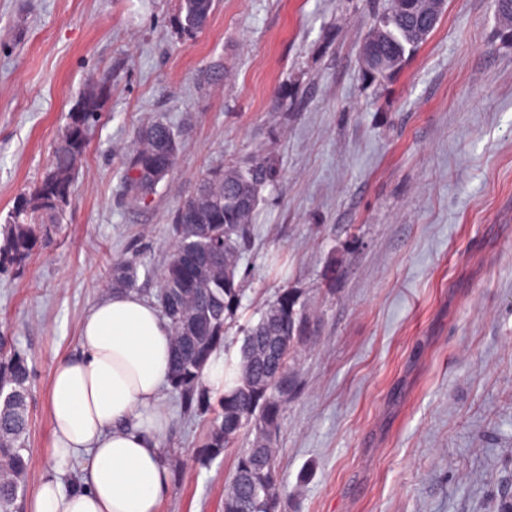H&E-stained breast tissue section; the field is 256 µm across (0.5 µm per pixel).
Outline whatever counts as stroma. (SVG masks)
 <instances>
[{
    "mask_svg": "<svg viewBox=\"0 0 512 512\" xmlns=\"http://www.w3.org/2000/svg\"><path fill=\"white\" fill-rule=\"evenodd\" d=\"M387 4L216 0L207 28L182 36V0H0V224L91 77L112 79L59 233L23 276L0 274V336L33 368L31 472L51 462V370L76 353L113 262L139 254L137 292L154 300L173 211L202 173L265 148L281 178L238 266L242 305L297 288L316 328L276 446L281 512H499L512 492V44L493 0H446L402 69L369 84L359 46ZM157 118L181 151L136 206L123 159ZM162 402L159 512H224L233 453L200 465L206 421L170 388Z\"/></svg>",
    "mask_w": 512,
    "mask_h": 512,
    "instance_id": "1",
    "label": "stroma"
}]
</instances>
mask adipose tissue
I'll list each match as a JSON object with an SVG mask.
<instances>
[{"label": "adipose tissue", "mask_w": 512, "mask_h": 512, "mask_svg": "<svg viewBox=\"0 0 512 512\" xmlns=\"http://www.w3.org/2000/svg\"><path fill=\"white\" fill-rule=\"evenodd\" d=\"M172 354L168 319L139 294L117 289L89 308L77 354L50 375L52 463L34 476L27 512H158L171 480L161 390Z\"/></svg>", "instance_id": "1"}]
</instances>
